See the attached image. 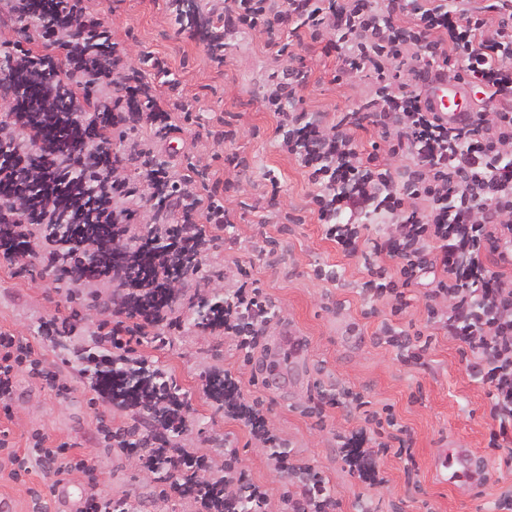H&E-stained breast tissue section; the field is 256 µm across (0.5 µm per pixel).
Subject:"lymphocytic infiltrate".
Returning a JSON list of instances; mask_svg holds the SVG:
<instances>
[{
	"instance_id": "lymphocytic-infiltrate-1",
	"label": "lymphocytic infiltrate",
	"mask_w": 512,
	"mask_h": 512,
	"mask_svg": "<svg viewBox=\"0 0 512 512\" xmlns=\"http://www.w3.org/2000/svg\"><path fill=\"white\" fill-rule=\"evenodd\" d=\"M210 12L225 34L260 29L275 56L288 51L279 34L309 27L313 41L335 54L339 75L370 71L364 110L337 122L307 116L296 106L308 70L288 66L272 77L261 103L285 129L281 147L312 186L326 239L363 258L362 290L389 298L390 317L378 341L403 364L419 362L438 334L459 340L470 374L488 385L489 458L512 466V0H216ZM1 15L23 18L18 37L0 40V55L37 77V106L0 89V249L17 271L38 264L78 300L69 316L45 319V338L73 335L78 319H95L96 342L109 359L132 363L142 336L183 329L184 291L198 285L202 260L218 247L217 229L231 213L217 197L208 170L178 174L157 162V147L177 131L191 105L176 87L158 93L132 63L128 41L90 0H0ZM478 89L472 117L445 119L431 111L429 87L439 78ZM370 121L385 156L362 153L355 131ZM149 137H140V129ZM125 150L113 152V141ZM380 215L388 228L374 239L365 222ZM72 236L47 229L58 219ZM209 280L224 291L223 308L199 328L223 334L245 360L267 349L275 303L260 279L243 268ZM419 289L424 330L402 323ZM70 387L35 353L28 339L0 333V412L11 415L21 378ZM204 394L240 424L250 442L267 448V466L284 480L280 512H336L339 502L308 462L281 452L264 401L246 392L240 376L211 367ZM93 401L125 408L119 426L98 424L97 441L136 457L141 470L166 465L178 473L171 491L197 512H237L238 496L260 503L239 451L222 457L191 450L188 413L179 395L145 385L96 379ZM323 405L362 414L357 429L336 432V446L372 485L386 479L377 458L414 466L412 438L392 407L372 408L364 393L341 386L321 394ZM0 459L14 476L32 468L78 474L84 490L77 512H110L112 500L86 460L67 446L48 448L33 432L25 450L0 431Z\"/></svg>"
}]
</instances>
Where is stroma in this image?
Wrapping results in <instances>:
<instances>
[{"instance_id":"35a3bbf8","label":"stroma","mask_w":512,"mask_h":512,"mask_svg":"<svg viewBox=\"0 0 512 512\" xmlns=\"http://www.w3.org/2000/svg\"><path fill=\"white\" fill-rule=\"evenodd\" d=\"M102 14L115 20V29L133 42L138 53L162 58L168 78L178 83L192 101L193 112L183 131L163 147V161H177L185 172L187 158L210 164L213 178L225 181L222 196L233 211V222L224 227L220 250L208 267L239 261L260 278L276 301L287 331L302 340L305 353L295 359L272 354L267 385H256L252 394L262 397L288 450L308 460L334 491L337 512H354L358 501L371 502L374 512H491L502 493L512 489V469L490 464L469 483L452 487L436 481L434 470L439 448L456 443L487 454L493 423L487 388L469 375L460 343L438 336L422 363L404 365L378 345L376 336L390 308L385 300L371 302L362 295V262L345 255L327 240L311 202V187L298 164L282 151L274 113L264 111L260 100L269 77L278 68L265 48V34L244 30L229 37L223 64H215L205 46L185 33V20L177 18L167 0H97ZM295 64L309 70L308 84L300 93V105L309 113H324L336 121L343 112L363 104L373 76L364 71L349 82H334L335 56L324 55L311 39L292 47ZM238 117L246 134L235 142L214 145L209 135L217 117ZM280 183L272 194L270 178ZM300 221L286 226L266 223L270 198ZM274 248L280 258L269 266L264 248ZM335 271L336 280L318 277V270ZM71 311L66 290L57 289L51 275L40 266L14 273L0 257V332L26 337L48 363L68 379L72 392L59 399L40 382L21 380L13 416L0 413V430L10 433L17 448L27 446L32 431L46 437L47 447L67 445L73 453L89 458L112 499L131 497L142 512H193L190 500L171 495L160 498L172 473L162 467L152 473L138 469L131 460L94 441L97 418L121 424L125 412L108 403L90 405V376L82 375L79 352L92 346V324L76 325L77 339L68 348L46 341L40 330L43 317H64ZM148 367L162 369L176 384L181 398L191 407L190 437L202 454L213 453L224 440L238 448L243 464L268 499L262 512H277L281 479L266 465L267 449L249 446L246 431L224 417L203 392L201 372L209 366L232 369L249 380L250 367L243 355L220 335H200L193 328L172 333L166 341L148 335L137 347ZM340 385L361 391L374 408L392 406L413 436L418 466L416 484H409L403 462L393 456L380 459L387 482L372 487L352 473L336 447L337 429L358 425L356 416L340 408H326L324 426L305 414L315 405L318 392ZM39 490L48 512H71L59 479L33 470L24 481L0 470V500L12 512H30V492Z\"/></svg>"}]
</instances>
